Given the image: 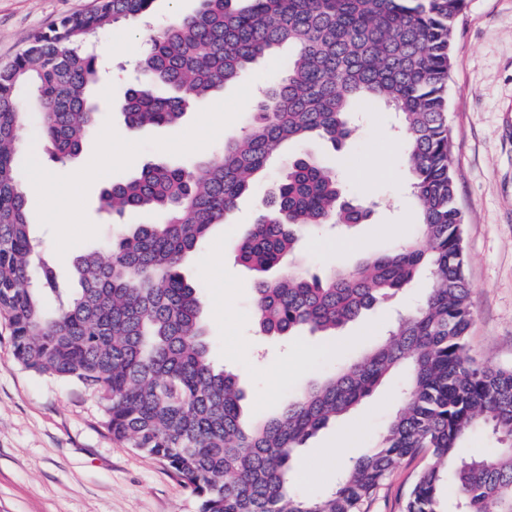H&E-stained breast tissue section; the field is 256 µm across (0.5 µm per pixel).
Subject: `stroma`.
Returning <instances> with one entry per match:
<instances>
[{
    "label": "stroma",
    "instance_id": "obj_1",
    "mask_svg": "<svg viewBox=\"0 0 512 512\" xmlns=\"http://www.w3.org/2000/svg\"><path fill=\"white\" fill-rule=\"evenodd\" d=\"M97 5L98 0H0V66L27 49L37 33ZM199 7L200 0H156L150 25L118 24L101 35L110 66L96 100L105 110L78 158L64 164L40 158L41 119L32 117L22 178L29 182L46 173L52 195L28 199L29 220L62 277H69L76 253L101 246L116 230L100 209L103 189L133 178L147 161L188 164L203 151L223 147L247 130L257 92L283 75L285 49L261 59L212 98L191 105L178 127L129 128L122 105L139 60L129 42L148 43L173 15H190ZM447 99L457 203L465 218V275L472 288L470 352L488 365L512 367V0H467L455 26ZM393 121V111L379 103L352 115L354 134L340 148L319 137L283 145L265 176L183 266L200 293L211 358L238 375L250 418L271 417L316 378L383 341L397 308L414 307L425 294L424 285H416L333 336L273 338L256 327L255 278L235 259L238 243L264 213L285 163L300 155L332 167L352 196L374 203L375 209L365 223L347 229L326 225L306 234L291 265L316 274L335 264L353 267L414 237L418 219L406 194L410 176L402 156L381 138ZM205 126L211 129L205 150L188 147V139ZM108 133L132 162L116 158L102 164ZM303 355L308 366L295 371ZM399 386L396 378L383 384L302 448L292 476L298 493L317 497L334 486L338 469L360 456L389 420ZM426 462L422 455L400 460L365 512H401L413 477ZM0 512H198V498L162 462L107 433L95 393L17 364L9 325L0 318Z\"/></svg>",
    "mask_w": 512,
    "mask_h": 512
}]
</instances>
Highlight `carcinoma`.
I'll return each mask as SVG.
<instances>
[{"label": "carcinoma", "instance_id": "obj_1", "mask_svg": "<svg viewBox=\"0 0 512 512\" xmlns=\"http://www.w3.org/2000/svg\"><path fill=\"white\" fill-rule=\"evenodd\" d=\"M155 0H102L64 18L0 68V316L24 369L76 381L104 402L112 437L164 462L199 497V512H363L398 460L420 453L404 512H512V368H488L467 352L471 286L453 173L447 85L454 27L465 0H202L150 41L124 117L132 129L174 126L192 100L234 83L258 59L294 48L283 78L251 109L249 129L191 167L145 164L102 191L100 207L145 209L158 224L118 232L105 251L73 260L79 288L63 287L32 236L18 150L29 111L40 113L43 149L57 162L86 149L98 123L97 34L143 21ZM382 102L399 116L414 238L353 268L320 277L284 260L301 233L368 220L344 198L335 173L304 156L288 162L267 211L237 245L254 272V315L268 336L330 333L426 279L427 293L388 337L354 363L314 381L254 424L242 415L235 374L214 366L187 256L261 177L285 142L316 134L339 146L350 116ZM54 295L48 312L43 296ZM403 398L376 441L319 498L290 488L298 451L347 415L396 370ZM496 440L460 453L475 429ZM452 467L453 481L444 479Z\"/></svg>", "mask_w": 512, "mask_h": 512}]
</instances>
